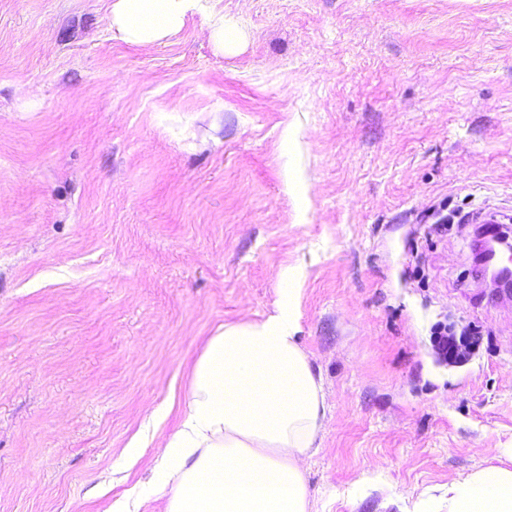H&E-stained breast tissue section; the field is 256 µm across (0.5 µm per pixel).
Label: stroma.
<instances>
[{"instance_id":"obj_1","label":"stroma","mask_w":512,"mask_h":512,"mask_svg":"<svg viewBox=\"0 0 512 512\" xmlns=\"http://www.w3.org/2000/svg\"><path fill=\"white\" fill-rule=\"evenodd\" d=\"M112 2L0 0V512H165L196 360L292 285L312 512H446L512 464V300L471 225L512 226V0H221L222 53L196 16L128 43ZM462 336L465 334H460L457 338L456 333L448 325L439 324L433 332V345L445 360L453 362L465 360L470 353V348L468 343L462 340Z\"/></svg>"}]
</instances>
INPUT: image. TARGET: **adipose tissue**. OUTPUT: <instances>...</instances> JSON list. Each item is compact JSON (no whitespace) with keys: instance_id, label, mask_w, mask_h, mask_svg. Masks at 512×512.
I'll list each match as a JSON object with an SVG mask.
<instances>
[{"instance_id":"obj_1","label":"adipose tissue","mask_w":512,"mask_h":512,"mask_svg":"<svg viewBox=\"0 0 512 512\" xmlns=\"http://www.w3.org/2000/svg\"><path fill=\"white\" fill-rule=\"evenodd\" d=\"M219 0H113L108 25L151 44L204 20L216 46L238 41ZM294 293L261 320L221 326L197 359L174 431L158 451L166 512H311L304 460L327 403L297 340ZM448 512H512V468L487 467L448 486Z\"/></svg>"}]
</instances>
